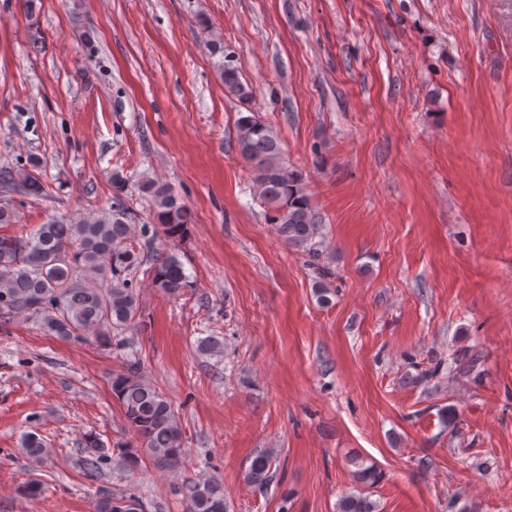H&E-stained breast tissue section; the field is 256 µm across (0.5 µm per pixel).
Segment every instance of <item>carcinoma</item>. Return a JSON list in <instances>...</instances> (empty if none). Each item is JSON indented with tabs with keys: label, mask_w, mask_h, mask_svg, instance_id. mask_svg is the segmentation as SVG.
Here are the masks:
<instances>
[{
	"label": "carcinoma",
	"mask_w": 512,
	"mask_h": 512,
	"mask_svg": "<svg viewBox=\"0 0 512 512\" xmlns=\"http://www.w3.org/2000/svg\"><path fill=\"white\" fill-rule=\"evenodd\" d=\"M226 96L246 106L236 122L240 156L249 165L253 191L266 208L269 223L296 247H306L319 234L322 217L315 211L306 192L302 173L285 161L278 134L249 108L253 89L241 79L233 63L218 64ZM112 186L115 202L107 211L94 212L73 221L53 216L30 233L0 235V318L25 314L39 321L47 331L61 337L94 336L111 341L113 332L130 327L138 312V295L130 276L141 266V253L135 251L137 225L134 214L121 198L127 178L115 172ZM139 190L150 202L157 226L168 238L181 234L191 223L189 208L165 184L143 180ZM0 194L42 196L46 188L32 172L0 171ZM152 285L160 292L178 297L190 287V277L174 252L160 253L154 259ZM106 282L108 287L98 284ZM200 353L220 356L224 343L215 336L198 342ZM112 394L120 403L128 428L141 441L142 450L115 446L116 457L133 469L139 465V452L160 471L178 470L185 455L182 425L173 402L155 386L145 382L136 360L126 361L124 371L112 376ZM23 449L39 466L48 457L44 440L28 435ZM111 459L109 450L95 434L84 440L81 466L95 476ZM355 467L353 477L364 485L380 478L374 464L358 455L349 457ZM273 456L261 450L251 460L247 483L265 487L272 480ZM187 512H229L220 481H184L177 487ZM135 504L134 512H149V504L134 495L114 496L103 492L95 503L96 512H127L125 504ZM377 504L362 493H349L338 503V512H376Z\"/></svg>",
	"instance_id": "obj_1"
}]
</instances>
